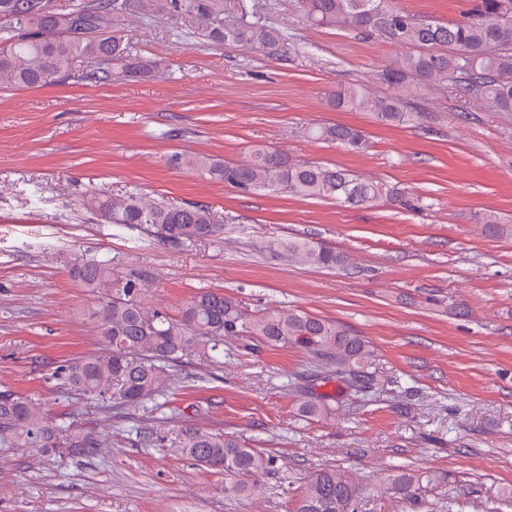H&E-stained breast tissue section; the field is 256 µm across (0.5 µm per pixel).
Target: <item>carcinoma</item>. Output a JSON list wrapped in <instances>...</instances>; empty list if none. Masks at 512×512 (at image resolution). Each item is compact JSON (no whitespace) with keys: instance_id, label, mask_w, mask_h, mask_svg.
Here are the masks:
<instances>
[{"instance_id":"cac0c4a2","label":"carcinoma","mask_w":512,"mask_h":512,"mask_svg":"<svg viewBox=\"0 0 512 512\" xmlns=\"http://www.w3.org/2000/svg\"><path fill=\"white\" fill-rule=\"evenodd\" d=\"M305 21L315 27L344 28L374 35L402 52L383 73L391 94L376 96L360 86L336 89L332 106L339 112H373L386 123L417 124L412 101L426 90L456 92L467 100L481 98L496 112H512V0H473L461 19L442 22L411 15L393 0H297ZM165 14L188 18L208 37L224 45H246L274 59L285 45L256 0H73L60 12L46 0H0V85L35 88L51 74L66 73L75 60L87 65L86 78L112 81L119 71L134 81L154 70L148 60L131 57L122 28L135 15ZM307 135L362 152L366 133L349 125L313 124ZM174 162L244 191L283 190L302 198L336 199L353 207H371L382 198L412 205L404 191L341 167L292 160L264 147L253 149L243 164L204 155H177ZM87 205L106 224L146 232L157 241L186 245L217 241L224 225L208 207L150 202L135 193L113 197L96 188ZM288 260L321 269L345 265L335 249L308 240L271 244ZM68 273L99 300L97 322L109 343L99 356L64 368L68 383L83 394L133 406H158L167 391L166 370L187 354L213 360L223 353L224 337L250 336L265 346L301 347L323 363L321 379L336 388L359 391L370 383L364 371L372 356L368 341L340 323L297 309L251 310L222 292L201 290L174 318L161 306L144 302L145 274L112 256L76 253ZM302 413L329 417L333 408L323 394L304 401ZM0 444L6 448H62L92 455L101 447L92 431L56 422L31 400L0 391ZM169 451L236 479L230 489L241 493L248 480L268 471L272 458L240 441L187 429L169 443ZM449 477L403 469L390 481V493L408 502L425 499ZM359 489L337 470L326 469L307 482L294 512H358Z\"/></svg>"}]
</instances>
